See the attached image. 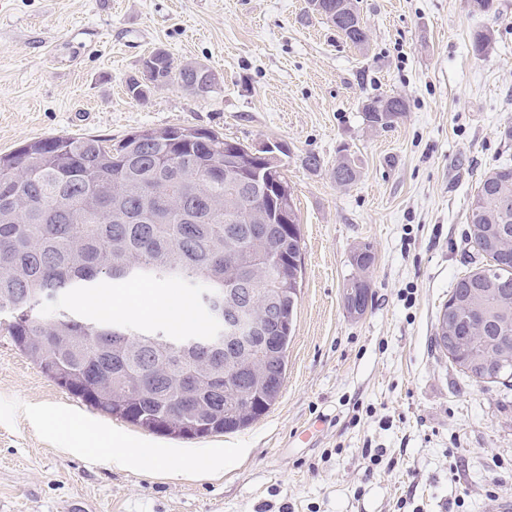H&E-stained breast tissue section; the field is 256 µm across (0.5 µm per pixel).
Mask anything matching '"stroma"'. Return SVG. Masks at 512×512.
Listing matches in <instances>:
<instances>
[{
    "instance_id": "obj_1",
    "label": "stroma",
    "mask_w": 512,
    "mask_h": 512,
    "mask_svg": "<svg viewBox=\"0 0 512 512\" xmlns=\"http://www.w3.org/2000/svg\"><path fill=\"white\" fill-rule=\"evenodd\" d=\"M369 41L347 42L308 0H0V152L68 135L122 139L192 126L250 147L284 143L281 164L301 222L303 285L277 403L249 427L193 440L152 434L90 407L31 363L0 324V512H492L512 503V387L463 377L434 345L437 318L469 263L466 232L484 174L512 165V0H358ZM491 34L477 54L476 32ZM161 49L214 76L199 98L170 85L126 93ZM408 109L372 128L366 98ZM348 148L359 167L341 187ZM315 154L318 169L303 166ZM376 254L372 300L343 303L356 249ZM99 295L136 297L114 320L162 321L165 299L192 289L153 281L138 293L102 280ZM53 408L174 457L224 451V470L138 472L62 447Z\"/></svg>"
}]
</instances>
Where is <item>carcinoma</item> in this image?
Wrapping results in <instances>:
<instances>
[{"label": "carcinoma", "instance_id": "cac0c4a2", "mask_svg": "<svg viewBox=\"0 0 512 512\" xmlns=\"http://www.w3.org/2000/svg\"><path fill=\"white\" fill-rule=\"evenodd\" d=\"M326 23L352 45L368 43L366 27L351 28L336 0H321ZM163 85L188 88L192 76L167 63L157 74ZM407 102L399 96L367 99L369 126L386 128L387 113L399 119ZM229 160L249 181L288 184L279 167L259 168L244 144L191 127L146 129L113 143L90 137L31 141L0 154V314L9 315L15 346L59 386L96 410L142 429L178 439H199L244 428L278 400L288 367V347L302 284L301 229L293 192L285 189L291 222L261 221L245 209V189L215 179L195 194L187 175H218ZM358 171L343 154L332 170L336 184L349 186ZM130 220L112 221V211ZM468 235L482 251L493 248L498 229L512 239V166L481 178L471 203ZM236 253L224 259L225 241ZM282 281L277 321L266 341L246 351L263 364L260 375L247 367L227 380L199 370L178 355L185 336L155 324L138 329L100 318L85 320L73 310L48 317L43 309L60 295L92 294L100 278L116 283L175 279L201 282L206 291L224 293L253 274ZM509 277L486 265L461 276L450 297L463 307L472 329L450 361L473 379L480 368L508 364L499 383H512V293L497 282ZM370 284L358 275L347 280L343 302L352 315L363 314ZM115 336H135L123 347ZM194 378L187 398L181 380ZM243 383L245 396L224 398L225 383Z\"/></svg>", "mask_w": 512, "mask_h": 512}]
</instances>
